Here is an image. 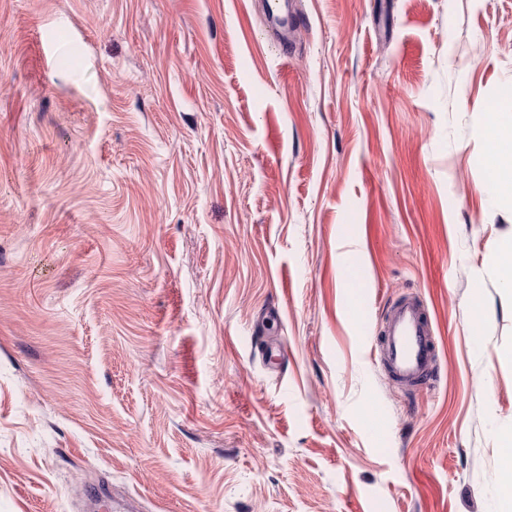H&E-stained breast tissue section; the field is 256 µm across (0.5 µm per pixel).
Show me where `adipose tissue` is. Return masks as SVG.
Here are the masks:
<instances>
[{
  "label": "adipose tissue",
  "mask_w": 512,
  "mask_h": 512,
  "mask_svg": "<svg viewBox=\"0 0 512 512\" xmlns=\"http://www.w3.org/2000/svg\"><path fill=\"white\" fill-rule=\"evenodd\" d=\"M501 106L486 114L484 137L489 150L486 158L485 189L500 201L512 204V86L502 87Z\"/></svg>",
  "instance_id": "ef3b65f1"
}]
</instances>
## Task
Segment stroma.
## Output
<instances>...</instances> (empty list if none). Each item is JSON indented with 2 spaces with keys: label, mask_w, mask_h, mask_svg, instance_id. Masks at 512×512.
<instances>
[{
  "label": "stroma",
  "mask_w": 512,
  "mask_h": 512,
  "mask_svg": "<svg viewBox=\"0 0 512 512\" xmlns=\"http://www.w3.org/2000/svg\"><path fill=\"white\" fill-rule=\"evenodd\" d=\"M289 11L0 0V512H500L512 0ZM503 105L486 112L484 137L489 150L486 158L485 190L512 206V86L500 90ZM377 357L395 382L408 388L430 386L436 378L431 322L421 302L408 295L389 311Z\"/></svg>",
  "instance_id": "obj_1"
}]
</instances>
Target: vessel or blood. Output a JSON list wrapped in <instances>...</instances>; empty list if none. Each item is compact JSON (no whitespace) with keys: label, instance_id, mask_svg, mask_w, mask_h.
Instances as JSON below:
<instances>
[{"label":"vessel or blood","instance_id":"1","mask_svg":"<svg viewBox=\"0 0 512 512\" xmlns=\"http://www.w3.org/2000/svg\"><path fill=\"white\" fill-rule=\"evenodd\" d=\"M378 358L388 376L401 385L422 388L434 383L436 350L431 322L416 297L405 296L391 307Z\"/></svg>","mask_w":512,"mask_h":512}]
</instances>
